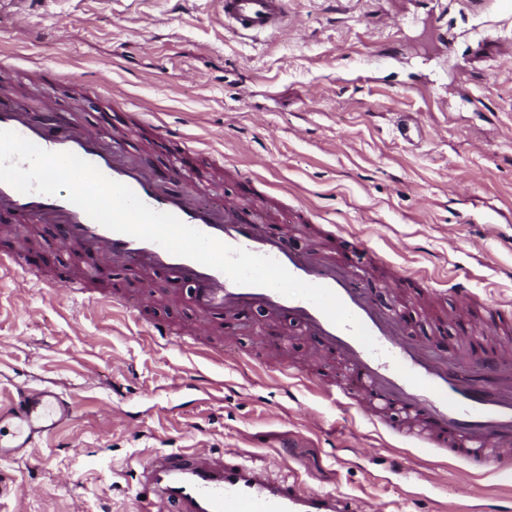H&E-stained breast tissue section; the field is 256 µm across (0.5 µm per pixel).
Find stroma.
I'll use <instances>...</instances> for the list:
<instances>
[{"label":"stroma","instance_id":"obj_1","mask_svg":"<svg viewBox=\"0 0 512 512\" xmlns=\"http://www.w3.org/2000/svg\"><path fill=\"white\" fill-rule=\"evenodd\" d=\"M288 12V32L253 39L225 26L224 0H0V98L33 106L48 91L58 111L161 169L189 152L205 201L265 198L266 230L300 251L341 226L332 241L365 244L369 292L406 335L448 343L476 370L502 334L491 312L512 304V58L498 52L512 16L495 0H288ZM38 65L52 71L39 90ZM403 112L420 128L411 143L397 135ZM138 119L188 140L128 137ZM291 206L313 212L314 230L285 220ZM8 223L16 235L0 251L34 242L0 277V407L16 389H48L75 411L28 461L0 459V512H138L150 455L192 447L375 512L512 499L511 484L481 474L461 492L459 461L322 399L317 382L345 372L332 360L308 368L319 348L304 328L285 338L261 310L202 312L165 275L60 246L48 224L0 215ZM87 270L83 293L60 292ZM446 280L470 291L469 322ZM111 294L152 301L116 313ZM157 320L211 329L221 359L152 342Z\"/></svg>","mask_w":512,"mask_h":512}]
</instances>
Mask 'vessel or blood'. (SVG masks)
<instances>
[{"label": "vessel or blood", "instance_id": "b4317fda", "mask_svg": "<svg viewBox=\"0 0 512 512\" xmlns=\"http://www.w3.org/2000/svg\"><path fill=\"white\" fill-rule=\"evenodd\" d=\"M224 24L249 34L283 32L288 28L287 0H224ZM0 130L15 131L50 152L75 153L129 186L152 209L173 214L228 245L272 257L299 279L330 288L369 330L381 352L371 353L307 300L236 284L224 273L156 243L111 231L65 194L22 193L0 182V212L56 226L62 245L95 253L112 265L134 264L189 283L193 302L203 312L230 315L256 308L274 317H292L325 353L347 367L350 383L337 392L338 401L359 392V404L373 424L421 447L447 451L468 467L512 480V336H503L489 377L467 375L450 358L405 337L398 314L381 308L368 293L372 266L354 269L332 252L298 251L287 237L268 234L263 220L245 212L238 201L200 203L202 187L183 160L174 159L169 170L184 189L170 191L153 170L128 157L121 141L56 112L46 93L34 111L21 100H0ZM146 334L183 349L197 351L204 344L203 337L186 335L171 323H149ZM73 411L56 392L17 391L7 411H0V423L11 428L0 455L26 458L37 440L66 423ZM139 483L143 512H366L358 500L310 493L299 482H277L262 471L195 448L152 454Z\"/></svg>", "mask_w": 512, "mask_h": 512}]
</instances>
